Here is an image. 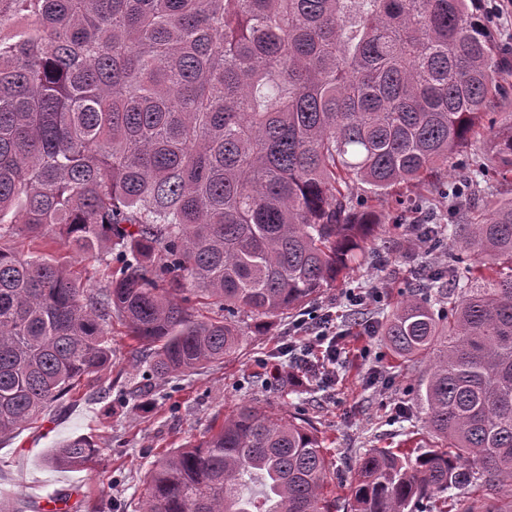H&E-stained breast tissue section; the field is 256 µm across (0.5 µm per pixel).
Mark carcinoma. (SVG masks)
<instances>
[{
  "label": "carcinoma",
  "instance_id": "carcinoma-1",
  "mask_svg": "<svg viewBox=\"0 0 512 512\" xmlns=\"http://www.w3.org/2000/svg\"><path fill=\"white\" fill-rule=\"evenodd\" d=\"M509 59L470 0H0V437L102 385L112 316L165 378L234 354L236 318H276L349 277L373 201L423 181L483 129L476 197L512 181ZM55 231L99 264L15 237ZM409 233L443 247L440 224ZM127 247L112 266V247ZM163 255L164 262L155 264ZM466 283L460 296L440 288ZM224 312L200 319L171 292ZM436 292H431V289ZM380 336L417 378L443 448H372L350 512H512V196L454 231L446 269ZM87 435L47 463L84 469ZM312 425L253 405L148 470L145 512H333Z\"/></svg>",
  "mask_w": 512,
  "mask_h": 512
}]
</instances>
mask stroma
I'll return each instance as SVG.
<instances>
[{"label": "stroma", "instance_id": "1", "mask_svg": "<svg viewBox=\"0 0 512 512\" xmlns=\"http://www.w3.org/2000/svg\"><path fill=\"white\" fill-rule=\"evenodd\" d=\"M478 14L488 24L495 50L512 48V0H479ZM436 183L395 186L377 203L382 229L366 245L365 257L349 278L325 289L313 303L259 325L239 318L240 350L224 362L189 375L164 379L143 362L140 347L120 322L112 324V390L84 389L81 399L62 398L37 423L14 436L0 438V495L11 497L18 512H47L44 497L58 493L65 512H143L144 476L164 452L199 439L217 417L252 403L274 417L309 421L322 439L329 463L323 492L345 498L356 478V462L371 448L435 445L413 388L418 369L396 367L382 337L366 325L385 322L402 292L419 273L448 262L442 249L413 242L406 227L421 215L401 210L397 199H422L434 222L454 228L465 222L437 195ZM377 290L379 302L351 305L349 293ZM336 316L339 356L330 382L312 377V362L301 352L282 355L281 345L300 341L298 322L324 312ZM89 435L103 448L90 469L45 465L47 449L64 440Z\"/></svg>", "mask_w": 512, "mask_h": 512}]
</instances>
